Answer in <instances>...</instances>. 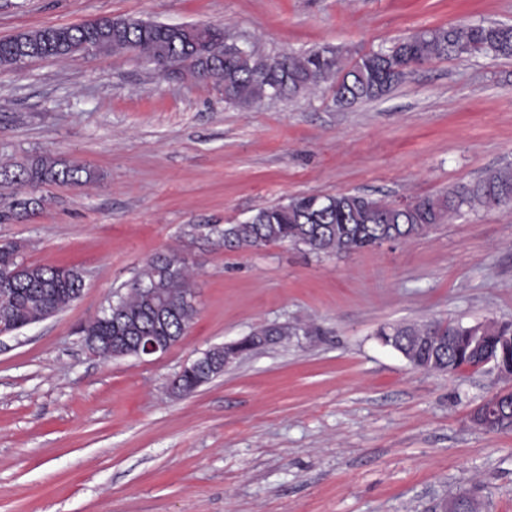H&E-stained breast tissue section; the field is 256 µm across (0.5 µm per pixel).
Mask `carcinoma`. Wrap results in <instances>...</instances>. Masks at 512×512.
<instances>
[{"label": "carcinoma", "instance_id": "carcinoma-1", "mask_svg": "<svg viewBox=\"0 0 512 512\" xmlns=\"http://www.w3.org/2000/svg\"><path fill=\"white\" fill-rule=\"evenodd\" d=\"M29 47L30 58L68 57L85 51H127L148 45L160 60L171 59L198 76L219 81L224 100L249 108L274 91L292 97L332 81L334 102L349 107L375 100L398 83L416 64L433 58H461L482 54L512 58V25L484 21H456L442 27L423 29L391 47L370 50L344 58L324 47L303 53H284L267 70L256 65L255 56L229 54L224 48V28L195 25L172 28L165 23L139 19H102L78 26H57L19 33L0 40V66L19 63L17 42ZM94 172L50 157H39L12 170L0 168V180L8 184L62 183L81 185ZM495 203H512V165L506 164L481 178L453 187L437 198L420 197L401 204L366 195L340 193L303 195L257 210L251 221L227 224L220 233L229 250L258 249L270 243L287 242L317 256L352 254L375 248L379 234L394 229L401 241L426 234L433 226L454 216L476 212ZM24 272L0 292V325L17 330L59 313L81 295L84 281L74 268L29 265L13 245L0 249V268ZM193 274L175 254L150 259L133 278L126 292L118 295L122 319L112 321V310H102L80 327L83 336H110L113 343L133 349L141 336H167L177 341L197 316L185 301L192 293ZM443 322L383 327L382 342L403 352L415 368L434 372L480 369L494 356L512 362V323L487 320L475 329L449 322L459 342L452 348L427 342L438 335ZM470 336L485 337L477 347ZM213 367L204 373L184 376L177 391L191 393L221 376L224 349L210 348ZM485 431L512 430L501 418L512 413V392H500L481 405Z\"/></svg>", "mask_w": 512, "mask_h": 512}]
</instances>
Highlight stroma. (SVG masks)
I'll return each instance as SVG.
<instances>
[{"label":"stroma","mask_w":512,"mask_h":512,"mask_svg":"<svg viewBox=\"0 0 512 512\" xmlns=\"http://www.w3.org/2000/svg\"><path fill=\"white\" fill-rule=\"evenodd\" d=\"M104 17L353 55L460 19L510 25L512 0H0V39ZM38 156L96 178L0 185V243L84 276L68 308L0 337V512H436L466 491L512 512V431L471 421L512 377L418 370L377 336L512 321V207L329 257L228 250L219 232L299 194L402 203L512 163V59H434L348 108L328 83L240 108L132 52L0 67V164ZM16 196L32 213L10 215ZM170 251L194 273L186 335L158 358L90 354L77 327ZM261 324L298 333L171 392L184 364Z\"/></svg>","instance_id":"stroma-1"}]
</instances>
